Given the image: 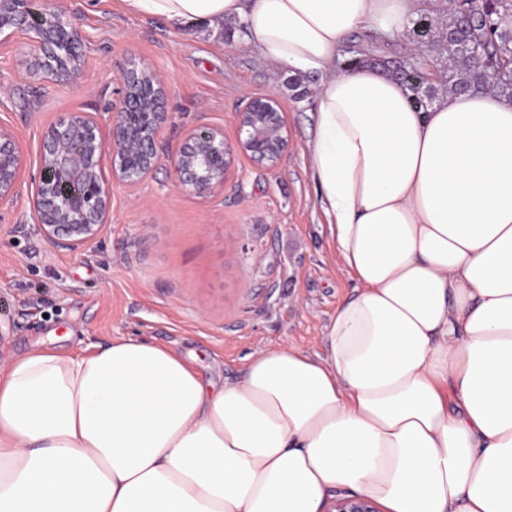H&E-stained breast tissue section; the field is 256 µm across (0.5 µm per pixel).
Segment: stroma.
I'll list each match as a JSON object with an SVG mask.
<instances>
[{"mask_svg":"<svg viewBox=\"0 0 512 512\" xmlns=\"http://www.w3.org/2000/svg\"><path fill=\"white\" fill-rule=\"evenodd\" d=\"M65 13L80 33L82 65L56 81L27 73L28 34L0 38V123L21 141L37 174L42 131L63 112L109 125L120 76L144 61L167 87L160 158L141 184H114L108 224L82 250L56 247L31 229L29 185L0 213V359L49 346L90 353L118 337L196 356L200 376L243 377L267 348L323 355L322 338L356 282L333 248L310 178L316 77L291 87L288 70L262 61L240 21L219 30L172 27L130 13L123 0H33ZM281 103L289 146L273 170L237 155L224 188L207 195L178 183L173 156L186 133L221 127L254 97Z\"/></svg>","mask_w":512,"mask_h":512,"instance_id":"obj_1","label":"stroma"}]
</instances>
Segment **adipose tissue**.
I'll list each match as a JSON object with an SVG mask.
<instances>
[{"mask_svg":"<svg viewBox=\"0 0 512 512\" xmlns=\"http://www.w3.org/2000/svg\"><path fill=\"white\" fill-rule=\"evenodd\" d=\"M418 0H124L171 26L242 21L264 60L316 73L311 177L357 287L325 354L273 348L204 384L138 338L0 364V512H512V102L415 111L348 36Z\"/></svg>","mask_w":512,"mask_h":512,"instance_id":"obj_1","label":"adipose tissue"}]
</instances>
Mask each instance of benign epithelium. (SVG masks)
Returning a JSON list of instances; mask_svg holds the SVG:
<instances>
[{"label": "benign epithelium", "instance_id": "1", "mask_svg": "<svg viewBox=\"0 0 512 512\" xmlns=\"http://www.w3.org/2000/svg\"><path fill=\"white\" fill-rule=\"evenodd\" d=\"M31 0H0V34L29 32L30 70L56 79L80 67L79 33L61 13L36 14ZM123 95L108 128L88 112H63L43 131L39 176L33 179L32 230L46 241L77 250L99 236L108 223L112 183L135 186L158 163V140L167 122L166 85L149 65L135 60L121 74ZM148 112L142 124L133 122ZM288 129L278 99L252 98L237 113L234 144L224 129L186 134L174 157L185 190L206 194L227 181L234 157L243 154L267 169L280 164ZM26 177L25 156L16 135L0 124V212L13 208ZM335 512H376L361 499H338Z\"/></svg>", "mask_w": 512, "mask_h": 512}]
</instances>
